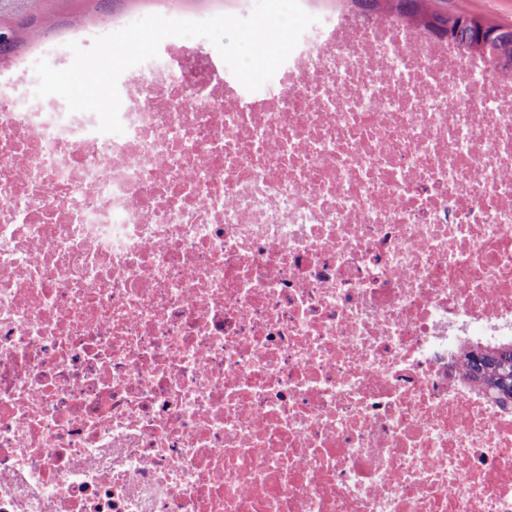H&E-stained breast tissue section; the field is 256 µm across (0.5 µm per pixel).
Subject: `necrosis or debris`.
Instances as JSON below:
<instances>
[{"label":"necrosis or debris","mask_w":512,"mask_h":512,"mask_svg":"<svg viewBox=\"0 0 512 512\" xmlns=\"http://www.w3.org/2000/svg\"><path fill=\"white\" fill-rule=\"evenodd\" d=\"M316 21L246 90L198 40L120 134L0 80V512H512V81ZM468 377L489 389L498 402L512 405V341L480 356H468Z\"/></svg>","instance_id":"1"}]
</instances>
